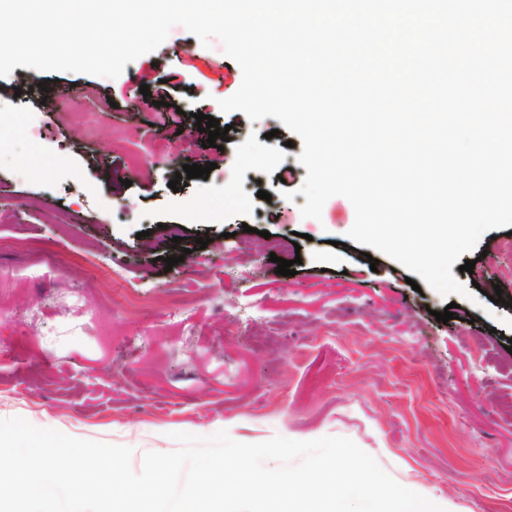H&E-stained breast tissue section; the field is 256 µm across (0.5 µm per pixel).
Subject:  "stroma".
Returning a JSON list of instances; mask_svg holds the SVG:
<instances>
[{
  "instance_id": "stroma-1",
  "label": "stroma",
  "mask_w": 512,
  "mask_h": 512,
  "mask_svg": "<svg viewBox=\"0 0 512 512\" xmlns=\"http://www.w3.org/2000/svg\"><path fill=\"white\" fill-rule=\"evenodd\" d=\"M134 72L175 75L171 104L189 126L211 112L229 129L222 149L133 107ZM242 79L219 40L179 25L114 79L24 66L0 78V419L131 447L136 471L176 449L175 432L341 436L457 512H512V235L481 236L473 272L455 274L471 297L437 322L451 301L346 247L347 198L302 217L306 168L280 180L301 138L218 106ZM135 153L150 164L132 168ZM209 162L208 179L169 188ZM273 254L301 257L296 275Z\"/></svg>"
}]
</instances>
